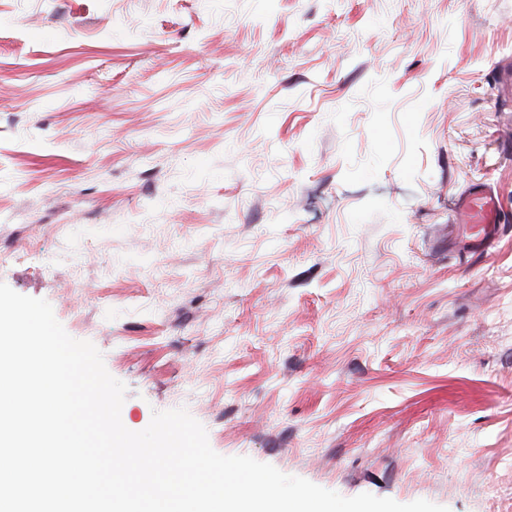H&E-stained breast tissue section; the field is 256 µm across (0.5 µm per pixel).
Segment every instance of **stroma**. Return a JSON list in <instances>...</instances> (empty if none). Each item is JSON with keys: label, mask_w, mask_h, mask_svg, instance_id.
I'll list each match as a JSON object with an SVG mask.
<instances>
[{"label": "stroma", "mask_w": 512, "mask_h": 512, "mask_svg": "<svg viewBox=\"0 0 512 512\" xmlns=\"http://www.w3.org/2000/svg\"><path fill=\"white\" fill-rule=\"evenodd\" d=\"M512 0H0V282L214 451L512 512ZM457 218L461 224L484 225L482 233L469 241L473 252L487 253L497 239L504 216L499 201L492 189L482 183H475L459 199Z\"/></svg>", "instance_id": "obj_1"}]
</instances>
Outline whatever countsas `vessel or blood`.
Here are the masks:
<instances>
[{"label":"vessel or blood","instance_id":"vessel-or-blood-1","mask_svg":"<svg viewBox=\"0 0 512 512\" xmlns=\"http://www.w3.org/2000/svg\"><path fill=\"white\" fill-rule=\"evenodd\" d=\"M457 218L463 224L481 225L480 234L470 240L471 251L488 252L494 245L504 216L499 201L492 189L476 183L462 195L458 202Z\"/></svg>","mask_w":512,"mask_h":512}]
</instances>
